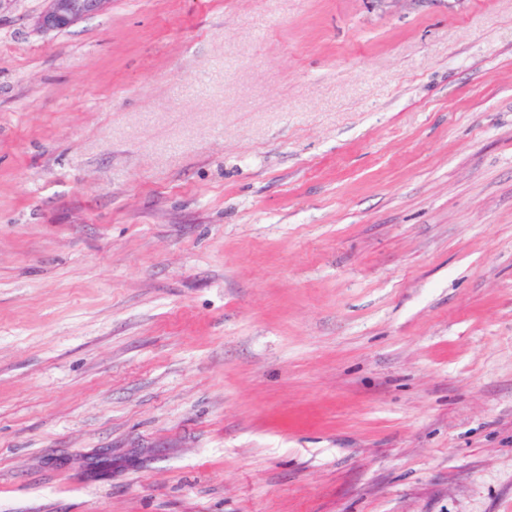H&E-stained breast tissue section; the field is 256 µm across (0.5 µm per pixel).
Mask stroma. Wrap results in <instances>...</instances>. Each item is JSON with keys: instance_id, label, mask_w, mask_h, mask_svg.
<instances>
[{"instance_id": "35a3bbf8", "label": "stroma", "mask_w": 512, "mask_h": 512, "mask_svg": "<svg viewBox=\"0 0 512 512\" xmlns=\"http://www.w3.org/2000/svg\"><path fill=\"white\" fill-rule=\"evenodd\" d=\"M0 5V512H512V0ZM38 24L46 31H62L79 20L104 12L112 0H44Z\"/></svg>"}]
</instances>
